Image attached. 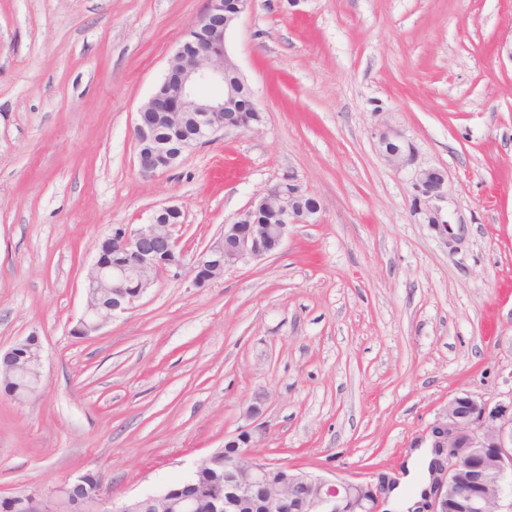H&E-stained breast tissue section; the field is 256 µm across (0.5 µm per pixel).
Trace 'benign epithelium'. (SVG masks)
Listing matches in <instances>:
<instances>
[{
	"label": "benign epithelium",
	"instance_id": "obj_1",
	"mask_svg": "<svg viewBox=\"0 0 512 512\" xmlns=\"http://www.w3.org/2000/svg\"><path fill=\"white\" fill-rule=\"evenodd\" d=\"M252 6V0H206L197 22L207 27L209 39L196 43L188 38L171 59L168 72L139 110L133 137L137 147L140 173L152 176L174 168L183 155L219 135L255 130L262 122L247 118L239 111V98L250 87L227 54L224 37L234 22ZM162 114L163 122H149L145 113ZM194 134L181 135L186 123ZM380 145L388 160L396 164L412 161L399 134L388 129L380 135ZM446 177L436 168L415 171L414 188L437 198L444 193ZM323 204L296 179L288 178V188L275 184L251 202L231 224L203 250L187 256L181 246L179 228L184 213L177 205L157 209L148 223L113 228L112 240L118 249L133 259L106 265L97 259L88 269L84 292L94 288L112 289V304L101 314L85 305L82 316L71 329L74 335L90 336L104 325L136 307L147 290L164 275L180 278L187 273L191 286L202 288L238 264L258 261L280 247L293 224L318 222ZM261 403L255 402L244 417L249 424L224 439V447L241 448L229 467L232 480L224 489V512H240L252 503L255 487L264 485L270 469L283 470L282 485L267 489L258 509L279 512L288 494L304 492L310 512H381L380 491L368 481L341 477L327 478L288 467L274 465L254 452V436L263 430ZM415 448H444L446 460L430 476L428 512H447L451 502L459 500L463 512H512V491L507 489L506 474L512 469V403L490 405L470 394L456 395L413 442ZM471 472L467 484L460 471ZM82 484L81 477L37 493L39 503H54L71 484ZM169 492L133 497L113 512H148L154 501Z\"/></svg>",
	"mask_w": 512,
	"mask_h": 512
}]
</instances>
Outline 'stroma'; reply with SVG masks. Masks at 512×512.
<instances>
[{"instance_id": "stroma-1", "label": "stroma", "mask_w": 512, "mask_h": 512, "mask_svg": "<svg viewBox=\"0 0 512 512\" xmlns=\"http://www.w3.org/2000/svg\"><path fill=\"white\" fill-rule=\"evenodd\" d=\"M204 6L0 0V354L43 347L39 393L0 391V495L87 472L118 504L154 493L256 401L267 461L392 474L450 398L512 401V0H255L225 45L262 125L142 177L138 111ZM419 166L442 197L416 203ZM290 175L319 223L71 335L113 226L179 205L191 255ZM380 145L388 160L396 164H404L412 161L411 152H407L405 146L400 141L399 134L388 129L380 135ZM445 184V174L439 169L419 167L415 171L414 188L427 197H442Z\"/></svg>"}]
</instances>
